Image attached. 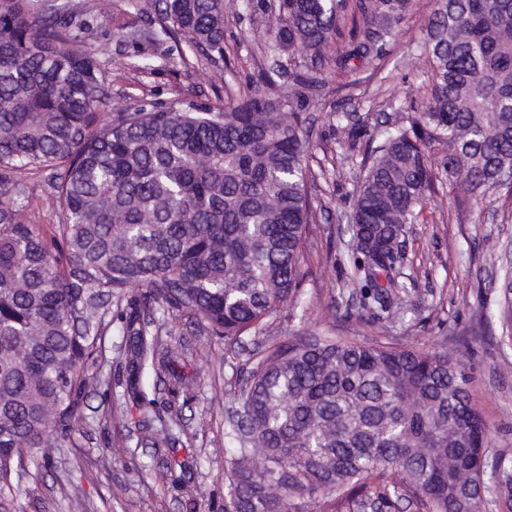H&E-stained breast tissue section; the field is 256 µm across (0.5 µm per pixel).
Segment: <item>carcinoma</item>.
Listing matches in <instances>:
<instances>
[{
	"label": "carcinoma",
	"instance_id": "cac0c4a2",
	"mask_svg": "<svg viewBox=\"0 0 512 512\" xmlns=\"http://www.w3.org/2000/svg\"><path fill=\"white\" fill-rule=\"evenodd\" d=\"M414 0H277L265 47L300 52L288 89L262 77L221 107L175 111L142 100L109 115L87 0L37 10L0 0V512H14L17 466L82 428L99 379L86 361L117 312L141 374L175 376L164 317H194L236 340L293 298L307 225L310 140L303 114L334 72L381 60ZM160 31L224 60L223 0H152ZM431 88L375 150L353 198L352 280L364 309L396 319L410 291L402 251L444 149L448 186L478 203L512 196V0H437L423 43ZM50 172L64 205L57 243L27 213L21 171ZM136 284L140 298L126 295ZM236 401L239 448L224 472V512H512V459L491 455L468 379L446 352L296 336L270 347Z\"/></svg>",
	"mask_w": 512,
	"mask_h": 512
}]
</instances>
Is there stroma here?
Wrapping results in <instances>:
<instances>
[{"mask_svg": "<svg viewBox=\"0 0 512 512\" xmlns=\"http://www.w3.org/2000/svg\"><path fill=\"white\" fill-rule=\"evenodd\" d=\"M89 3L86 20L105 80L106 111L123 112L145 98L174 110L192 102L221 106L245 95L249 84L275 66L249 0H224V60L217 66L201 57L180 63L169 38L129 43L126 25H150V0ZM432 12V0H416L380 66H363L353 78L330 75L307 110L315 217L293 301L281 306L262 333L236 342L214 336L205 350L197 347L191 319L169 321L182 343L180 375L143 377L156 392L152 426L166 428L171 438L159 447L146 438L127 392L125 329L112 321L101 352L86 366L100 384L82 400L81 432L60 442L50 460L37 448L28 453L17 512H70L76 496L89 502L90 512H224V471L241 445L231 426L232 397L245 385L257 352L292 336L454 354L487 425L491 452L512 456V293L503 279L512 246V197L500 196L481 209L464 193L450 192L443 152L434 150V192L409 227L402 266L411 310L395 322L379 320L348 292L346 225L363 158L368 146L378 145L389 127L425 100L431 69L419 46ZM18 179L32 222L54 235L63 206L47 174L26 172Z\"/></svg>", "mask_w": 512, "mask_h": 512, "instance_id": "stroma-1", "label": "stroma"}]
</instances>
